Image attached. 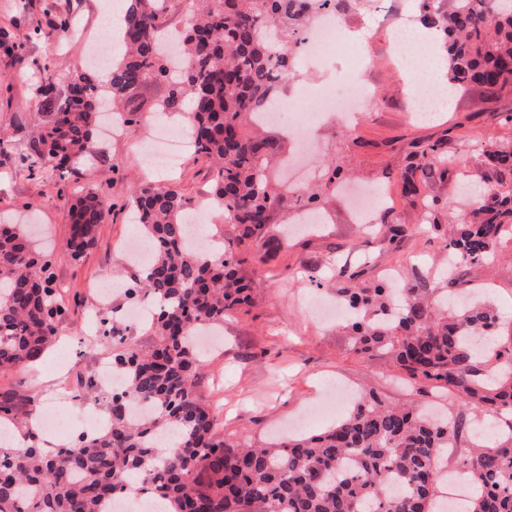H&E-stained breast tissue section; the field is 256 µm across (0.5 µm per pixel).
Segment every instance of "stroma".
<instances>
[{"label": "stroma", "instance_id": "1", "mask_svg": "<svg viewBox=\"0 0 512 512\" xmlns=\"http://www.w3.org/2000/svg\"><path fill=\"white\" fill-rule=\"evenodd\" d=\"M111 6L112 0H0V31L9 43L23 45L26 53L21 62L14 51L0 49V219L28 226L38 249L52 261L58 292L78 301L57 344L37 362L41 386H33L25 371L0 373V400L10 399L13 405L9 426L18 439L27 437L32 421L55 408L68 420L66 428L50 430V438L57 442L92 434L97 418L108 411L102 394L96 392L83 393L81 401L64 406L56 398L64 391L83 392L98 367L112 361L118 341H101L91 320L96 302L90 286L103 277L127 285L137 273L121 249L128 237L139 232L129 210L133 189L168 182L190 205L212 198L209 159L190 152L176 167L156 168L144 149L153 134L146 122L112 141L96 142L66 175L49 169L33 175L21 165L19 156L26 153L39 120L35 88L41 66L53 71L85 69L87 45L104 40L102 13ZM390 9L413 20L422 5L420 0H359L345 16L358 30L374 32ZM62 16L72 21V32L56 30ZM367 51L372 60L371 99L354 128H343L335 121L320 128L315 170L320 173L336 166L349 183L376 185L388 194V201L373 213L374 231L363 232L354 224L345 198L332 193L323 201L326 219L322 224L289 235L304 202L284 188L280 162L295 152L298 135L276 125L260 132L270 144L266 176L282 201L250 244L253 261L241 268L251 286L252 302L225 316L223 343L206 355L197 385L206 402L223 412L219 432L227 442L245 439L264 446L287 441L286 427L299 416L304 417L303 430L309 434L334 425L350 407L328 402L331 383L355 392L374 390L393 404L416 399L452 417L463 412L458 401L434 383H416L384 355L356 352L344 321H323L310 305L317 299L335 300L340 291L350 288V280L330 272L333 264L364 268L361 283L365 286L392 275L400 285L423 282L448 294V282L439 274L448 264V252L441 239L427 238L416 230L423 203L431 198L448 202V209L437 218L446 230H454L462 211L461 183L487 173L484 149L512 141V126L497 118L498 113L512 112V91L492 94L473 85L456 94L435 118L415 120L410 116L403 73L445 54L444 41L437 38L422 45L399 64L383 39L370 38ZM350 71L346 55L312 67L305 80L308 98L316 99L329 87L343 90ZM440 138L447 139L455 165L445 174L437 168L418 174V194L404 195L401 176L409 155L421 144ZM90 190L104 195L112 210L99 226L97 246L76 264L65 249L68 202ZM397 225L404 226L406 233L395 238L391 230ZM300 267L315 269V281H297L294 271ZM472 287L478 292L477 303L496 312L497 336L511 338L512 242L499 257L476 270Z\"/></svg>", "mask_w": 512, "mask_h": 512}]
</instances>
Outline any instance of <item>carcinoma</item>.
I'll return each instance as SVG.
<instances>
[{"label":"carcinoma","instance_id":"obj_1","mask_svg":"<svg viewBox=\"0 0 512 512\" xmlns=\"http://www.w3.org/2000/svg\"><path fill=\"white\" fill-rule=\"evenodd\" d=\"M124 2V54L106 80L88 70L44 71L35 89L42 118L21 161L33 173L70 170L90 152L105 103L124 125H137L141 115L132 103L144 86L163 81L168 92L155 111L189 108L192 150L213 162L214 200L237 227L236 245L249 247L280 197L265 175V142L245 117L268 110L293 78V47L312 12L341 14L346 0H195L178 60L161 46L167 0ZM421 22L448 39L447 79L455 91L473 84L494 93L512 88V0H441L435 8L426 2ZM446 145L439 139L413 155L405 194H417V171L454 163ZM486 158L495 174L512 171V143ZM488 188L446 244L453 283L466 282L473 267L512 240V191ZM130 206L153 251L128 295L151 300L155 341L147 350L124 344L113 351L124 383L105 394L109 419L102 430L49 452L0 440V512H110L112 496L126 491L154 494L171 512H442L438 459L460 441V418H428L413 404L387 406L368 392L321 433L276 447L224 442L219 413L196 390L194 336L251 304L240 274L245 251L230 246L209 262L187 247V202L172 186L137 188ZM106 210L93 191L70 205L72 260L95 246ZM51 266L24 228L0 224V373L37 360L59 334L68 308L52 288ZM428 292L422 283L401 289L395 318L391 289L381 283L338 295L351 313L346 328L355 349L388 355L409 378L440 383L473 412L498 414L512 432V340L483 351L473 346L494 330L497 314L467 308L441 315ZM139 403L149 413L134 421L130 407ZM460 468L473 487L465 512H512V444L476 440ZM389 481L399 485L393 497L384 496Z\"/></svg>","mask_w":512,"mask_h":512}]
</instances>
